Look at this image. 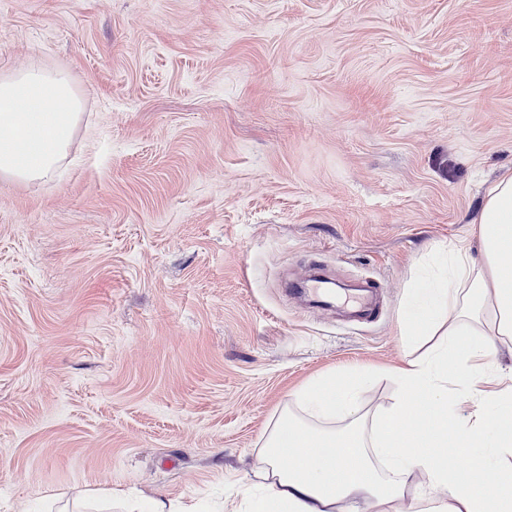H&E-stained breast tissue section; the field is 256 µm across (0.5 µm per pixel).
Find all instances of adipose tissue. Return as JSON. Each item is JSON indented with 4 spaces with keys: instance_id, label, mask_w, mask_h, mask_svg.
I'll use <instances>...</instances> for the list:
<instances>
[{
    "instance_id": "1",
    "label": "adipose tissue",
    "mask_w": 512,
    "mask_h": 512,
    "mask_svg": "<svg viewBox=\"0 0 512 512\" xmlns=\"http://www.w3.org/2000/svg\"><path fill=\"white\" fill-rule=\"evenodd\" d=\"M83 119L70 71L37 62L1 68L0 179L52 180ZM477 222L481 259L458 242L429 287L409 293L405 333L425 349L390 372L388 405L360 401L367 376L356 370L295 392L267 425L265 484L245 492L241 512H354L359 504L401 512L414 475L425 483L416 512H512V371L492 366L498 342L512 341V171L487 188ZM452 394L467 402L465 414L449 408ZM410 417L419 425L407 431ZM455 457L470 459L477 476L461 477ZM483 471L496 481L484 485Z\"/></svg>"
}]
</instances>
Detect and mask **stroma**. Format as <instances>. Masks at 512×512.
Wrapping results in <instances>:
<instances>
[{
	"mask_svg": "<svg viewBox=\"0 0 512 512\" xmlns=\"http://www.w3.org/2000/svg\"><path fill=\"white\" fill-rule=\"evenodd\" d=\"M34 60L85 116L58 178L0 180V512L257 482L301 385L400 365L512 169V0H0V66ZM316 267L378 313L290 296Z\"/></svg>",
	"mask_w": 512,
	"mask_h": 512,
	"instance_id": "1",
	"label": "stroma"
}]
</instances>
